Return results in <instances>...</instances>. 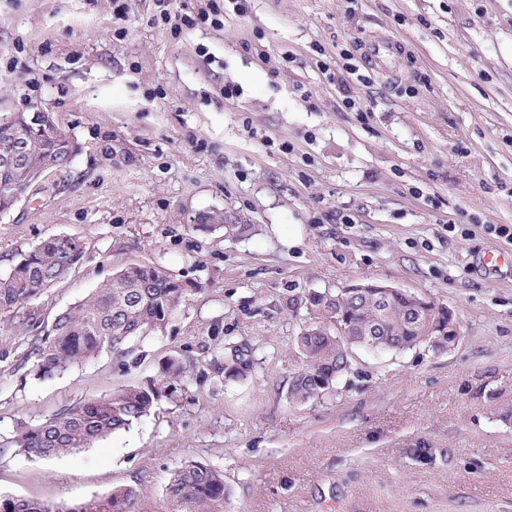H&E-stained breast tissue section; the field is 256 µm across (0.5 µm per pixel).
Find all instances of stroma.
<instances>
[{
  "label": "stroma",
  "instance_id": "stroma-1",
  "mask_svg": "<svg viewBox=\"0 0 512 512\" xmlns=\"http://www.w3.org/2000/svg\"><path fill=\"white\" fill-rule=\"evenodd\" d=\"M221 0L220 28L156 23L198 0H0V110L53 113L81 146L50 191L0 214V276L41 241L87 255L0 313V496L49 504L221 471L224 512H512V0ZM398 49L375 68L365 43ZM240 94L225 99V85ZM220 210L237 238L192 229ZM131 263L189 293L165 329L50 379L33 342ZM378 282L429 298L455 346H355L290 403L308 292ZM248 349L244 380L227 379ZM185 372L167 379L168 359ZM150 413L92 447L17 452L21 426L122 386Z\"/></svg>",
  "mask_w": 512,
  "mask_h": 512
}]
</instances>
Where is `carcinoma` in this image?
Here are the masks:
<instances>
[{"instance_id":"cac0c4a2","label":"carcinoma","mask_w":512,"mask_h":512,"mask_svg":"<svg viewBox=\"0 0 512 512\" xmlns=\"http://www.w3.org/2000/svg\"><path fill=\"white\" fill-rule=\"evenodd\" d=\"M50 112H1L0 145L22 139L29 148L16 167L0 168V211L12 210L33 186L30 169L65 170L79 151L69 132L59 133ZM195 228L224 230L237 237L246 224L224 223V213L198 214ZM86 244L63 235L36 245L5 276L0 277V312H10L76 268ZM185 285L155 265L131 264L112 274L88 298L56 316L51 330L33 343L36 376L50 378L103 351L124 353L136 336L163 329L187 294ZM311 323L296 337L306 360L289 390L293 403L320 395L347 371V351L357 343L378 350H404L429 342L422 326L409 319V301L399 296L385 305L371 294L344 304L311 293L306 298ZM251 369L246 349H237L225 366L226 377L242 379ZM159 392L153 388H119L103 399L78 402L42 424L24 428L13 438L18 451L50 457L91 446L127 429L152 409ZM224 476L192 462L175 469L166 488L165 512H224ZM136 491L119 487L100 500L54 506L32 498L0 497V512H134Z\"/></svg>"}]
</instances>
